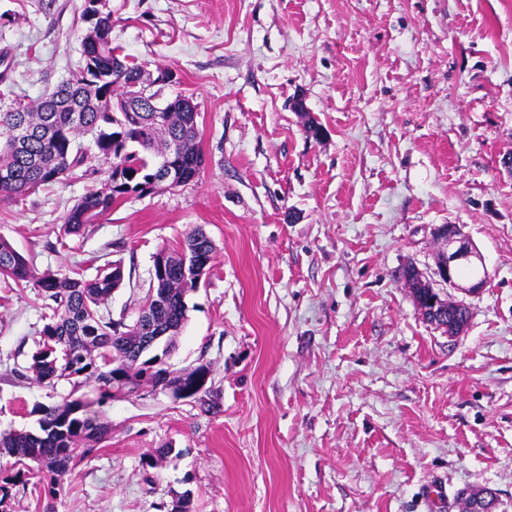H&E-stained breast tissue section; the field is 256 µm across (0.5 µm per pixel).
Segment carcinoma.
<instances>
[{
  "label": "carcinoma",
  "instance_id": "carcinoma-1",
  "mask_svg": "<svg viewBox=\"0 0 512 512\" xmlns=\"http://www.w3.org/2000/svg\"><path fill=\"white\" fill-rule=\"evenodd\" d=\"M82 19L91 22L82 40L80 67L56 89L36 102L15 97L0 108V195L13 197L29 189L88 175L89 156L106 168L103 187L87 192L67 212L61 231L78 234L84 225L120 204L126 194L148 184L157 174L159 153L169 138L182 140V152L170 165L176 176L171 187H184L199 176L204 157L198 141L199 112L192 98L178 95L160 100L159 91L146 96L130 112L113 117V101L136 82L143 68L112 47V11L96 17L84 3ZM24 128L21 148L14 147L18 128ZM214 245L203 228L189 233L175 249L162 248L153 258L149 288L140 318L153 332L175 339L186 321V296L196 289L208 270ZM0 276L17 287L33 286L50 301L49 317L31 356L37 380L54 386L61 380L73 388L94 384L93 390L45 407L38 430L0 432V454L19 464L33 462L50 472L45 496L57 494L60 481L76 459L90 453L107 438L110 429L100 419L101 407L116 397L143 386L173 392L197 384L203 388L195 403L209 412L216 398L209 384L210 370L201 364L171 375L166 363L155 361L147 333L139 324L127 325L103 314L101 306L123 280L121 267L107 263L92 279L46 269L0 238Z\"/></svg>",
  "mask_w": 512,
  "mask_h": 512
}]
</instances>
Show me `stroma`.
<instances>
[{
    "label": "stroma",
    "mask_w": 512,
    "mask_h": 512,
    "mask_svg": "<svg viewBox=\"0 0 512 512\" xmlns=\"http://www.w3.org/2000/svg\"><path fill=\"white\" fill-rule=\"evenodd\" d=\"M83 0H0V89L37 100L81 59ZM112 44L192 96L197 182L131 197L76 235L94 174L0 201V238L37 271L94 277L133 324L155 253L203 228L215 251L186 297L171 371L207 365L219 409L144 389L102 408L56 512H459L464 487L512 503V0H107ZM302 97L322 125L309 137ZM442 224L481 256L466 331L428 323L401 272L436 270ZM49 313L0 278V432L33 430L71 387L31 354ZM170 452L155 467L146 461ZM0 512H44L0 455Z\"/></svg>",
    "instance_id": "1"
}]
</instances>
